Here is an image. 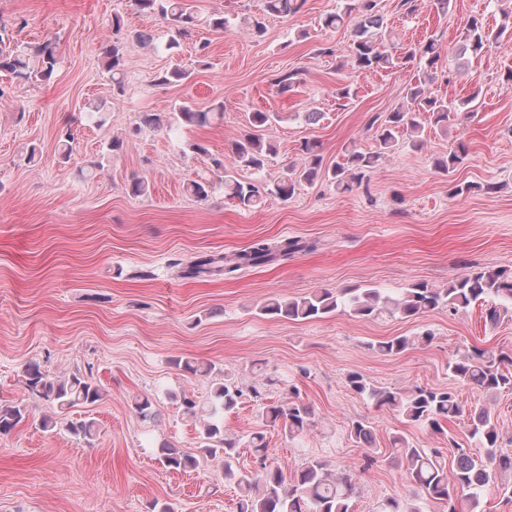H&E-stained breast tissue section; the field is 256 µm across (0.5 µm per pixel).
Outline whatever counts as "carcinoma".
Instances as JSON below:
<instances>
[{
	"label": "carcinoma",
	"mask_w": 512,
	"mask_h": 512,
	"mask_svg": "<svg viewBox=\"0 0 512 512\" xmlns=\"http://www.w3.org/2000/svg\"><path fill=\"white\" fill-rule=\"evenodd\" d=\"M306 0H265L266 12L277 16H295ZM138 11L154 15L169 31L165 44L168 50L180 46V41L191 35L196 16L187 7L186 0H134ZM378 0H346L343 8L323 18L326 27L337 28L353 24L352 43L348 64L356 71L380 72L417 63L421 74L406 91L407 104L377 123L373 140L374 150L362 152L349 149L336 165L322 171L323 158L315 140H305L299 146L303 156L300 167L290 174L264 186L238 180L224 166V161L213 160L214 166L224 170V196L242 209L250 210L271 196L283 202L291 199L304 183L311 184L324 174L340 193H349L370 178L397 138L407 136L414 151H420L425 141L420 137L419 116L427 115L430 123L442 131L447 130L450 114L468 109L478 98L474 92L455 102L439 98L429 92L427 83L433 78L440 60L439 44L428 39L397 49L379 14ZM124 30L120 15L112 16V44L103 51V61L113 89L121 92L125 84L122 41L117 38ZM512 40V25L498 28L487 26L482 15L470 16L462 30L460 55H478L503 42ZM59 68L55 41L46 39L36 46L15 45L9 36L0 33V71H6L19 83H50ZM224 111L216 103L208 110H198L184 102L171 112H144L141 125L153 130H166L173 124L205 126L215 114ZM288 120V114L255 111L250 113L251 131L236 141L232 149L233 165L256 171L263 170L277 147L265 138V130L274 122ZM470 144L463 138L455 140L448 154L434 159V167L442 175L454 172L469 155ZM189 195L202 201L210 197L213 183L206 179L192 180L186 186ZM318 242H303L284 238L276 241L257 240L249 247L232 253L201 254L182 270L186 279H200L230 274L246 267L273 264L301 251H314ZM491 299L495 304L485 310V319L492 325L500 322L502 314L512 305V269L490 268L453 280L445 288L416 283L398 294L380 288H352L338 295L314 292L298 298H272L259 308L264 315L305 321L324 317L337 309L359 318L383 317L411 318L436 309L452 312L471 304ZM434 337L424 330L413 336H394L370 344L382 356H398L415 346H425ZM176 365L192 375H209L214 366L190 358L176 361ZM451 383L438 388L412 385L406 389H391L373 384L358 371L345 376V384L358 395L398 412L416 426L426 427L434 433L445 434L444 424L453 421L467 423L474 446L464 447L453 438L448 444L453 449V472H448L439 448H416L404 435H393L391 448L401 458L404 477L409 488L405 497H389L382 512H424L423 504L435 501L443 504L446 512H460L458 505L464 498L478 504L479 494L492 482L498 470H512V454L500 449L497 420L485 409L468 407L460 399L459 385H467L486 393L512 392V355L496 354L473 346L458 359L448 364ZM25 385L30 393L51 405L52 413L40 420L42 431L53 434L65 428L76 440L92 444L98 432L93 418L68 419V410L78 405H93L103 398L102 389L83 374L77 372L65 378L53 377L37 363L23 368ZM243 391L229 378L215 379L205 401L182 397L184 414L198 426L200 454L224 462V479L239 491L238 512H354L356 486L348 474L337 475L318 457L308 459L289 477L275 459L269 457L265 436L255 432L250 438L258 466L253 470L237 465L239 442L224 434V415L242 403ZM133 410L145 421L154 422L159 410L147 396L131 400ZM260 415L266 422L281 427L290 438L306 435L314 426L310 406L297 400V391L291 392L286 403H258ZM29 416L27 407L20 403L0 404V435L15 429ZM350 436L363 448L375 444L372 427L364 420H354ZM160 462L167 469L188 472L197 468L199 459L171 446L161 447Z\"/></svg>",
	"instance_id": "1"
}]
</instances>
